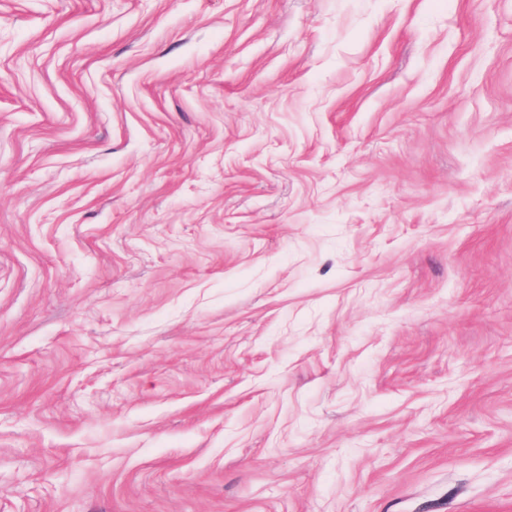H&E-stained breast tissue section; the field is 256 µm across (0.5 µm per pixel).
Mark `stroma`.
Segmentation results:
<instances>
[{
	"label": "stroma",
	"instance_id": "obj_1",
	"mask_svg": "<svg viewBox=\"0 0 512 512\" xmlns=\"http://www.w3.org/2000/svg\"><path fill=\"white\" fill-rule=\"evenodd\" d=\"M0 512H512V0H0Z\"/></svg>",
	"mask_w": 512,
	"mask_h": 512
}]
</instances>
